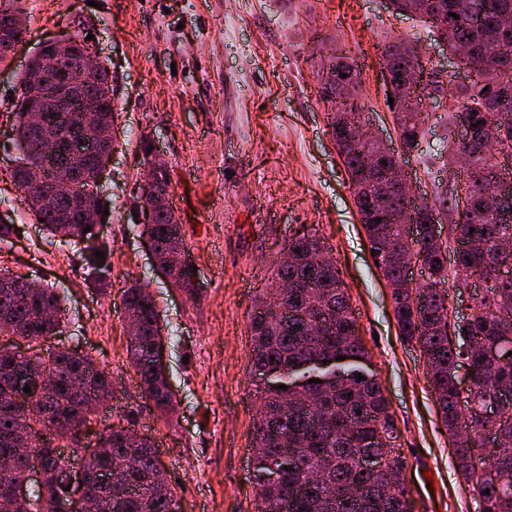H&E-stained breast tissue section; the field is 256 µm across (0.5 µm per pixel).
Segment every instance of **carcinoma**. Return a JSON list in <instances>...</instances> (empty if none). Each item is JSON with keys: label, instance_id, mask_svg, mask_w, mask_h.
<instances>
[{"label": "carcinoma", "instance_id": "cac0c4a2", "mask_svg": "<svg viewBox=\"0 0 512 512\" xmlns=\"http://www.w3.org/2000/svg\"><path fill=\"white\" fill-rule=\"evenodd\" d=\"M394 9L420 18L435 30L447 33V44L454 52L461 43L472 51L464 65L475 78L492 82L499 79L512 85V27H503V16L512 15V0H390ZM455 13L458 18L449 16ZM18 9L0 8V61L6 57L10 42L27 29L11 26ZM405 41L396 39L384 45L385 65L406 72L423 68L421 57L402 51ZM346 74L358 88L359 76L343 51L328 57L322 67L323 92L331 103L328 123L353 189L361 222L372 242L375 258L384 273L396 278L402 265L394 247L403 233L401 214L413 208L421 225L422 266L428 277L411 294L400 291L393 295L394 313L402 336L418 344L427 358L428 375L437 394V404L448 434L456 438V468L463 479L472 484L480 501V512H512V460H493L482 455L488 439L512 441V357L501 353L503 341L512 336V318L497 314L501 308L512 310V276L500 279L491 274L495 256L494 244L500 239L512 241V186H504L497 154L476 150L469 159L468 178L472 191L494 188L500 201L497 209L503 218L480 214L464 224L449 225L448 236L458 243L454 282L467 279L492 282L487 293L475 303V311L463 330L452 324L446 299L448 296V251L434 246L430 240L435 209L444 215L454 212L456 195L449 186L433 185L434 202L412 206L398 193L386 195L381 212L367 207L368 197L377 191L384 171L400 160L391 156L385 145L376 140L350 142L341 126L340 113L351 112L362 121L364 105L357 94L344 99L333 97L331 77ZM447 96L451 105L471 110L475 124L493 129L492 141L498 154L512 157V98L501 100L491 93L475 100L465 84L446 88L437 81L430 95ZM421 100L402 110L398 103L389 105L396 114L400 137L407 142L425 137L429 113L421 111ZM13 146L17 157L28 164H47L36 132L31 127L24 104L15 103ZM54 125L56 140L71 139L75 129L67 113H46ZM66 203L56 201L43 211L30 208L36 218L44 219L48 235L67 244L73 237L96 240V234L83 232L86 225L70 222L64 216ZM155 240L161 258L159 271L173 285L189 294L193 269L171 264L168 255L183 249V225L173 212L158 215L156 224L144 228ZM296 261L288 266L274 263L269 293L282 279L302 281L308 287L288 295V308L303 312V317L289 320L267 310V301L258 300L252 317V359L257 371L275 372L288 368L292 377H284L285 388L267 384L254 425V440L259 451L255 457V479L258 492L255 512H412L407 490L393 487L387 474L363 470L364 456L385 452L382 440L395 431L389 403L377 379L358 362L366 351L358 335L350 306V297L339 268L328 256L325 245L314 236H302L288 242ZM23 277L0 269V335L8 343L0 345V459L11 463L14 479L24 477L27 457L4 441L19 432L32 438L31 447L41 457L47 473L44 484L31 491L41 504V512H50L52 501L65 494L53 473L62 465L56 453L72 438V427L89 423L94 414L92 398L108 396L112 381L92 357L69 349H58L46 355L40 340L60 333L64 321L62 300L56 289L41 283L27 289L26 299H19L17 283ZM122 302L138 311L137 333L129 336L128 355L145 398L153 403L159 415L172 408V395L167 384L166 364L158 358L164 348L161 317L149 291L133 285L122 294ZM53 307L56 318L42 319L41 311ZM345 357V361L337 357ZM472 364L478 373L472 409L467 411L472 422L469 436L459 439L461 408L454 384L455 368L460 362ZM363 380L356 381L357 376ZM318 382L312 383L310 379ZM30 387L31 392L23 391ZM502 399L511 412L496 421L480 418L484 407ZM110 446L99 450L86 444L90 464L106 474L91 492L99 501V512H179L180 504L169 488L166 471L158 457L152 438L129 426L104 432ZM505 467V477L497 485L487 486L474 480L477 464ZM490 490L485 495L483 491Z\"/></svg>", "mask_w": 512, "mask_h": 512}]
</instances>
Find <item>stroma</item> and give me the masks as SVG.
I'll use <instances>...</instances> for the list:
<instances>
[{
    "mask_svg": "<svg viewBox=\"0 0 512 512\" xmlns=\"http://www.w3.org/2000/svg\"><path fill=\"white\" fill-rule=\"evenodd\" d=\"M29 28L15 70L0 73V114L12 111L18 74L37 44L62 31L91 35L112 73L119 147L103 183L109 214L99 228L109 249L103 283L78 246L52 242L3 173L0 268L57 288L66 347L109 373L114 396L96 429L132 425L156 438L181 512H254L253 429L264 384L252 360L250 319L270 266L289 240L314 235L336 261L350 295L367 366L397 427L414 512H478L480 498L455 470L419 347L401 335L391 292L371 253L348 176L328 126L321 64L342 48L360 74L365 115L399 156L418 193L456 182L428 165L447 150L442 127L404 149L387 106L381 50L419 42L425 67L450 84L471 74L418 17L388 0H10ZM136 128L135 138L126 131ZM154 150L144 156L141 145ZM165 162L169 194L196 267L195 293L158 272L141 234L137 196L150 160ZM152 293L164 328L181 334L165 350L177 404L157 415L128 364L121 297L131 280Z\"/></svg>",
    "mask_w": 512,
    "mask_h": 512,
    "instance_id": "1",
    "label": "stroma"
}]
</instances>
